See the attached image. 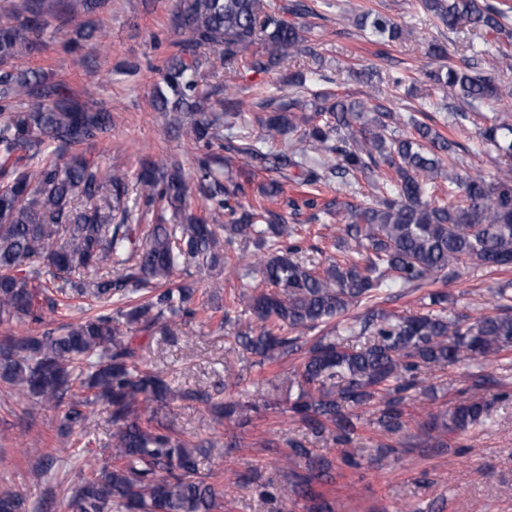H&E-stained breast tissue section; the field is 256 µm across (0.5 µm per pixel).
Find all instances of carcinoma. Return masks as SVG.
<instances>
[{"label": "carcinoma", "mask_w": 512, "mask_h": 512, "mask_svg": "<svg viewBox=\"0 0 512 512\" xmlns=\"http://www.w3.org/2000/svg\"><path fill=\"white\" fill-rule=\"evenodd\" d=\"M110 0H21L0 13V323L39 321L59 305L56 295L91 299L104 310L53 335L10 334L0 338V381L15 386L35 404L57 403L74 389L85 393L64 416L70 433L90 417L99 401L111 410L110 461L91 470L71 489L68 512H217L219 492L200 476L202 446L175 437L145 413L147 402L167 404L181 397L158 373L139 368L138 347L128 332L172 333L195 315V289L174 281L190 268L225 263L224 251L254 242L262 250L259 271L269 290L239 297L247 320L224 316L235 343L259 364L301 347L317 332L299 369L288 379L297 389L287 411L316 436L333 427L336 439L353 441L361 411L373 410L385 435L401 433L406 402L428 396L423 373L462 361H488L512 352V294L502 288L495 312L470 316L448 306V293L430 294L426 311L388 313L370 307L345 335L332 321L378 298L385 288H420L446 282L476 264L512 268V178L493 185L456 170L448 186L437 182L445 157L463 164L459 144L428 123L405 121L387 99L348 100L331 92L303 100L305 79L289 80L297 92L275 104L261 121L263 134L224 137V129L246 123L242 102L227 94L220 76L244 64L268 73L297 56H317L304 18V0H292L293 20L264 10L263 0H179L173 29L185 38L160 73L154 106L170 125L204 148L194 179L203 195L199 215L189 209V185L176 161L140 160L136 186L127 173L103 163L92 148L112 129L111 106L83 100L66 83L42 71L17 70L12 62L42 51L51 39L49 18L73 27L64 51L76 65L78 51L99 42L91 15ZM448 30L464 23L481 43L451 59L434 43L429 54L441 64L425 73L464 103L455 123L482 106L503 114L482 132L497 155L512 161V117L505 102L512 86V50L498 42L508 11L498 0H420ZM356 26L381 45L404 42L412 30L394 18L367 10ZM208 72L212 83L201 80ZM411 130L404 131L405 126ZM311 143L325 158L283 142ZM239 160L245 181L224 184V165ZM257 171L269 174L262 194L274 203L290 185L306 188L294 212L305 207L310 220L336 212L345 240L360 261L328 260L320 268L301 260L298 229L263 205L244 206L245 186ZM340 180L350 200L322 198ZM156 223L141 234L149 211ZM98 274L75 280L83 270ZM114 302L123 307L105 311ZM492 401L469 399L429 414L424 434L437 442L466 431L490 416ZM258 407L229 401L213 406L219 422L243 429ZM310 478L296 484L313 501L307 512H333L315 503ZM0 512H26L16 491L0 493Z\"/></svg>", "instance_id": "carcinoma-1"}]
</instances>
